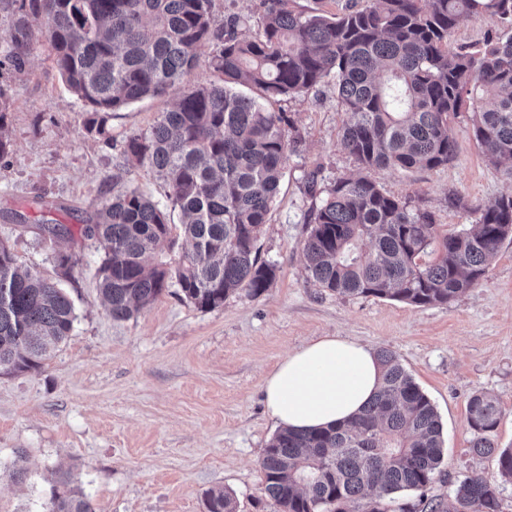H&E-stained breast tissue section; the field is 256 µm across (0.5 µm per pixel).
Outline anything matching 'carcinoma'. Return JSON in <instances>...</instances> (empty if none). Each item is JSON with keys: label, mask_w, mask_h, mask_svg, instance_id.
Here are the masks:
<instances>
[{"label": "carcinoma", "mask_w": 512, "mask_h": 512, "mask_svg": "<svg viewBox=\"0 0 512 512\" xmlns=\"http://www.w3.org/2000/svg\"><path fill=\"white\" fill-rule=\"evenodd\" d=\"M212 0H35L32 19L54 51L69 89L94 113L162 97L194 70L204 44L221 82L184 88L147 134L122 145L127 165H149L167 204L125 189L103 203L81 235L102 252L99 289L112 319L125 321L174 286L213 310L235 294L256 298L276 279L259 258L288 157L299 137L284 112L263 106L305 95L331 80L345 114L342 147L364 167L434 170L456 155L451 120L469 114L475 140L512 177V0H372L329 14L294 0H263L250 36L231 18L217 25ZM488 16L501 29L448 51L461 18ZM248 86L257 97L237 86ZM303 243L309 277L338 296H374L415 306L448 304L488 273L512 238V194L477 209L469 228L448 234L433 213L384 193L365 177L316 189ZM41 242L73 237L64 224L35 225ZM72 300L18 262L0 242V371L35 372L70 336ZM382 387L363 412L338 427L279 430L264 449V493L277 512H500L501 490L478 475L445 500L425 497L443 461L437 410L392 352L376 351ZM475 455L495 456L512 481V447L495 442L501 418L484 392L468 402ZM50 512H96L82 492L53 491ZM205 512H236L211 492Z\"/></svg>", "instance_id": "cac0c4a2"}]
</instances>
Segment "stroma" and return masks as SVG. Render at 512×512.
<instances>
[{
    "label": "stroma",
    "mask_w": 512,
    "mask_h": 512,
    "mask_svg": "<svg viewBox=\"0 0 512 512\" xmlns=\"http://www.w3.org/2000/svg\"><path fill=\"white\" fill-rule=\"evenodd\" d=\"M260 2L212 0L211 12L216 23L233 15L241 32L253 33ZM24 53L22 67L0 62V131L10 144L0 159V239L20 263L61 279L77 319L40 371L0 374V512H47L64 473L98 512H205V497L216 490L232 494L238 512H274L259 466L278 430L263 380L289 351L334 334L394 352L434 404L445 454L428 496L447 498L476 473L500 485L501 512H512V483L503 482L495 458L473 454L467 413L474 392L493 395L501 408L498 445L512 446V243L501 246L478 285L436 306L324 291L309 280L302 253L316 204L306 175L314 170L325 185L364 174L389 195L419 199L450 233L512 193L467 115L452 122L457 157L447 166L366 171L339 144L344 114L332 84L272 102L301 136L258 242L261 259L277 267L273 286L207 311L169 292L117 322L98 289L100 254L78 230L117 190L164 201L149 167H125L121 144L149 131L174 97L105 115L100 134L88 129L91 112L62 79L48 39L32 34ZM40 196L52 208H37ZM454 196L460 205L451 204ZM19 214L27 227L17 226ZM43 220L75 231L60 244L73 256L67 277L35 235ZM20 450L26 474L19 480Z\"/></svg>",
    "instance_id": "1"
}]
</instances>
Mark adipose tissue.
Wrapping results in <instances>:
<instances>
[{
	"label": "adipose tissue",
	"mask_w": 512,
	"mask_h": 512,
	"mask_svg": "<svg viewBox=\"0 0 512 512\" xmlns=\"http://www.w3.org/2000/svg\"><path fill=\"white\" fill-rule=\"evenodd\" d=\"M381 376L371 346L322 336L280 361L265 380L264 402L281 428H327L359 414L379 390Z\"/></svg>",
	"instance_id": "ef3b65f1"
}]
</instances>
